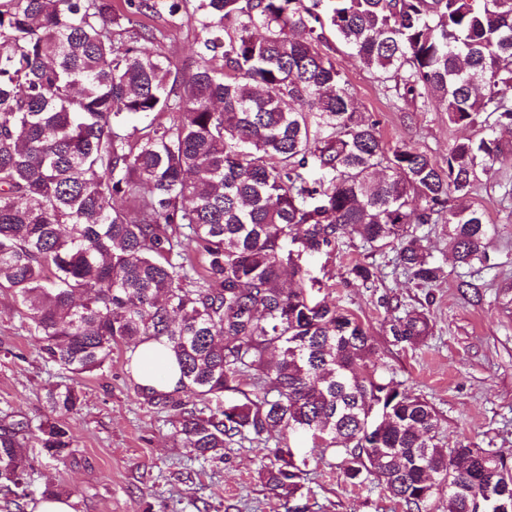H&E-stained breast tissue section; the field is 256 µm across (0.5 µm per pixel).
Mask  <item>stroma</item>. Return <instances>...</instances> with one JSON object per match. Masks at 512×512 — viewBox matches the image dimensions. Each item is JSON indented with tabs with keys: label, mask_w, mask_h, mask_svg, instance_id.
Instances as JSON below:
<instances>
[{
	"label": "stroma",
	"mask_w": 512,
	"mask_h": 512,
	"mask_svg": "<svg viewBox=\"0 0 512 512\" xmlns=\"http://www.w3.org/2000/svg\"><path fill=\"white\" fill-rule=\"evenodd\" d=\"M322 49L348 81L363 119L376 122L385 146L404 143L441 163L455 140L469 136V129L449 123L435 106L393 99L335 38ZM505 183L512 184V160L483 178L473 196L492 227L488 252L494 266L476 275L479 294L459 289L461 271L438 224L417 229L442 268L429 288L416 286L397 269L392 249L370 252L345 236L330 254L310 258L308 266L321 282L312 298L353 312L372 336L379 373L436 408L441 446L463 442L490 448L511 464L512 199L503 195ZM358 261L378 269L375 282L364 287L352 282L348 268ZM394 304L427 313L431 335L414 345L394 344L385 328ZM129 355L128 347H119L107 369L79 378L82 406L68 420L75 454L63 462L50 460L33 428L49 416L46 394L61 372L41 357L13 296L0 292V426L30 424L22 444L33 488L69 489L74 512H403L382 486L350 485L337 460L313 458L303 436L291 437V451L294 460L306 457L310 463L290 496L263 480L264 444L247 442L225 449L220 459L191 460L188 449L174 443L164 412L136 394Z\"/></svg>",
	"instance_id": "obj_1"
}]
</instances>
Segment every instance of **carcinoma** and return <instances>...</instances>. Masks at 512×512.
I'll use <instances>...</instances> for the list:
<instances>
[{
    "label": "carcinoma",
    "instance_id": "obj_1",
    "mask_svg": "<svg viewBox=\"0 0 512 512\" xmlns=\"http://www.w3.org/2000/svg\"><path fill=\"white\" fill-rule=\"evenodd\" d=\"M167 9L169 26L148 25ZM198 28L187 77L162 50L182 16ZM331 29L397 99L435 103L480 134L445 164L385 147L359 116ZM170 115L168 122L160 121ZM139 125H134V122ZM512 0H0V290L46 361L71 377L115 347L170 351L171 390L137 392L165 411L197 460L274 442L262 474H297L286 439L339 458L345 480H378L405 512H501L512 465L484 448H442L435 408L369 366L371 336L349 311L311 304L304 263L339 235L428 288L441 269L414 226H443L455 263L492 269L481 177L512 157ZM133 209H118L116 196ZM362 285L376 277L349 268ZM395 344L431 319H387ZM38 441L74 455L80 394L49 389ZM0 429V486L17 512L33 495L18 436Z\"/></svg>",
    "mask_w": 512,
    "mask_h": 512
}]
</instances>
